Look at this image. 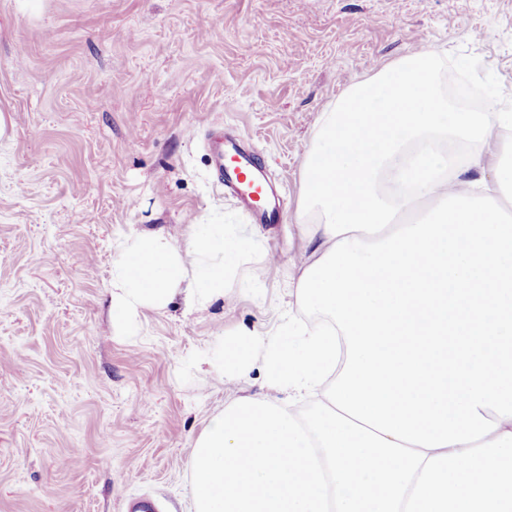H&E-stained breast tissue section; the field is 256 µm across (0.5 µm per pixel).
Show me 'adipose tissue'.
Returning <instances> with one entry per match:
<instances>
[{"label":"adipose tissue","mask_w":512,"mask_h":512,"mask_svg":"<svg viewBox=\"0 0 512 512\" xmlns=\"http://www.w3.org/2000/svg\"><path fill=\"white\" fill-rule=\"evenodd\" d=\"M411 52L323 112L296 222L293 285L323 315L221 337L233 384L261 359L272 394L214 414L190 460L195 512H512V112L442 97ZM499 159L485 165L484 155ZM255 240L220 224L140 233L112 260L110 315L223 296ZM318 397L304 418L287 402Z\"/></svg>","instance_id":"1"}]
</instances>
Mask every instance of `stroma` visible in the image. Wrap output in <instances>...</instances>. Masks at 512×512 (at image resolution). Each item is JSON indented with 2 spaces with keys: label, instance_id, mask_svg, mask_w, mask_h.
<instances>
[{
  "label": "stroma",
  "instance_id": "35a3bbf8",
  "mask_svg": "<svg viewBox=\"0 0 512 512\" xmlns=\"http://www.w3.org/2000/svg\"><path fill=\"white\" fill-rule=\"evenodd\" d=\"M512 112V0H0V512H194L190 456L234 390L194 360L221 335L274 332L321 113L414 47ZM231 129L281 184L254 224L204 147ZM133 207H125V200ZM228 224L258 249L204 311L109 317L132 231Z\"/></svg>",
  "mask_w": 512,
  "mask_h": 512
}]
</instances>
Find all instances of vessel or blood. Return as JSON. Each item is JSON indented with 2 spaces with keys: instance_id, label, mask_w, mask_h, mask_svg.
Returning a JSON list of instances; mask_svg holds the SVG:
<instances>
[{
  "instance_id": "obj_1",
  "label": "vessel or blood",
  "mask_w": 512,
  "mask_h": 512,
  "mask_svg": "<svg viewBox=\"0 0 512 512\" xmlns=\"http://www.w3.org/2000/svg\"><path fill=\"white\" fill-rule=\"evenodd\" d=\"M217 180L257 224L280 223L284 199L272 185L256 151L244 141L224 137L220 129L208 134Z\"/></svg>"
}]
</instances>
